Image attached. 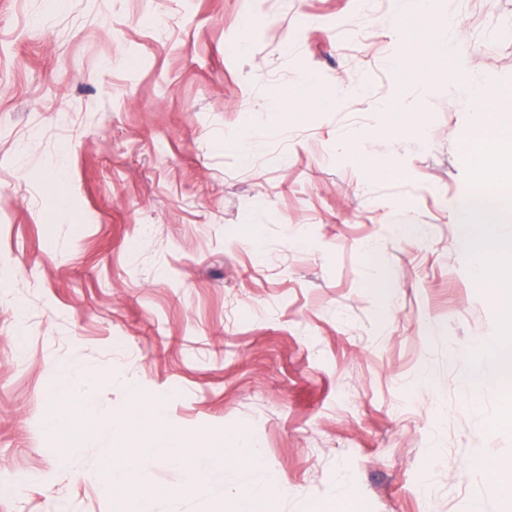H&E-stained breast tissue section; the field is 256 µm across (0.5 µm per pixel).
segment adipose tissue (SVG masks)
I'll list each match as a JSON object with an SVG mask.
<instances>
[{
  "instance_id": "1",
  "label": "adipose tissue",
  "mask_w": 512,
  "mask_h": 512,
  "mask_svg": "<svg viewBox=\"0 0 512 512\" xmlns=\"http://www.w3.org/2000/svg\"><path fill=\"white\" fill-rule=\"evenodd\" d=\"M393 6L402 37L391 51L390 66L410 75L418 87L446 77L450 88L485 110V119L470 130L469 141L512 140V89L493 87L464 73L455 49L457 19L448 14L443 0H393ZM457 220L479 226V233L466 238L476 260L474 282L490 297L502 321L512 327V240L495 232L497 225L506 223V216L464 203L458 209ZM497 360L499 374L492 381L481 365H474L464 391L469 403H477L491 386L504 394L512 393L511 335L501 337Z\"/></svg>"
}]
</instances>
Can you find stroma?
<instances>
[{
	"label": "stroma",
	"instance_id": "1",
	"mask_svg": "<svg viewBox=\"0 0 512 512\" xmlns=\"http://www.w3.org/2000/svg\"><path fill=\"white\" fill-rule=\"evenodd\" d=\"M454 9L464 68L512 87V0ZM397 28L391 0H0V512H115L105 445L46 428L66 391L107 419L155 398L196 448L247 429L280 512H504L468 462H512L506 399L463 402L506 332L457 222L484 114L438 81L422 136L386 132ZM307 74L336 100L296 119ZM311 83V78L305 76L299 86L281 94V111L289 112V114L293 116L300 115L301 109L303 106H305L306 100L308 98Z\"/></svg>",
	"mask_w": 512,
	"mask_h": 512
}]
</instances>
